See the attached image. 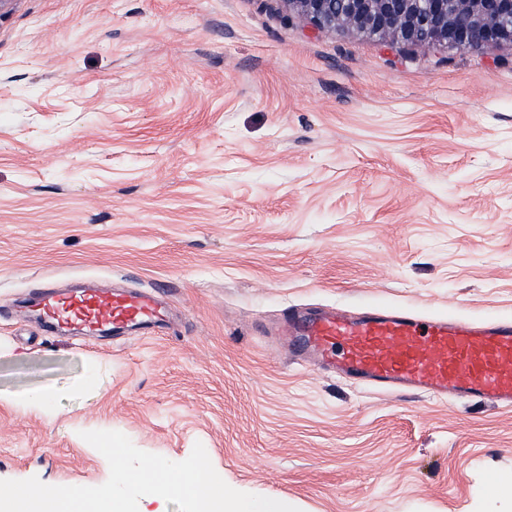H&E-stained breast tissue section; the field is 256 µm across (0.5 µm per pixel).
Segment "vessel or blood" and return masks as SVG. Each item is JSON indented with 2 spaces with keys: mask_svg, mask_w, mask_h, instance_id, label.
Returning a JSON list of instances; mask_svg holds the SVG:
<instances>
[{
  "mask_svg": "<svg viewBox=\"0 0 512 512\" xmlns=\"http://www.w3.org/2000/svg\"><path fill=\"white\" fill-rule=\"evenodd\" d=\"M34 307L53 332L86 336L147 331L162 314L151 294L101 288H44ZM279 341L291 352L336 359L337 372L354 383L512 408L509 320L471 323L452 316L423 318L398 308L363 316L335 309L314 317L290 314Z\"/></svg>",
  "mask_w": 512,
  "mask_h": 512,
  "instance_id": "b4317fda",
  "label": "vessel or blood"
}]
</instances>
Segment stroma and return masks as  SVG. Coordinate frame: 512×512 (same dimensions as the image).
<instances>
[{"instance_id": "1", "label": "stroma", "mask_w": 512, "mask_h": 512, "mask_svg": "<svg viewBox=\"0 0 512 512\" xmlns=\"http://www.w3.org/2000/svg\"><path fill=\"white\" fill-rule=\"evenodd\" d=\"M154 293L155 334L24 301ZM512 319V46L326 33L282 0L0 10V479L96 487L82 432L299 512H512V410L380 392L272 351L289 307ZM52 398L53 392L51 390H43L18 398H7L4 401L25 411L43 413L49 407Z\"/></svg>"}]
</instances>
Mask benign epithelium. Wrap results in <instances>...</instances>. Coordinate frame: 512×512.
Masks as SVG:
<instances>
[{
    "mask_svg": "<svg viewBox=\"0 0 512 512\" xmlns=\"http://www.w3.org/2000/svg\"><path fill=\"white\" fill-rule=\"evenodd\" d=\"M318 30L392 37L414 46L493 51L512 45V0H282Z\"/></svg>",
    "mask_w": 512,
    "mask_h": 512,
    "instance_id": "benign-epithelium-1",
    "label": "benign epithelium"
}]
</instances>
